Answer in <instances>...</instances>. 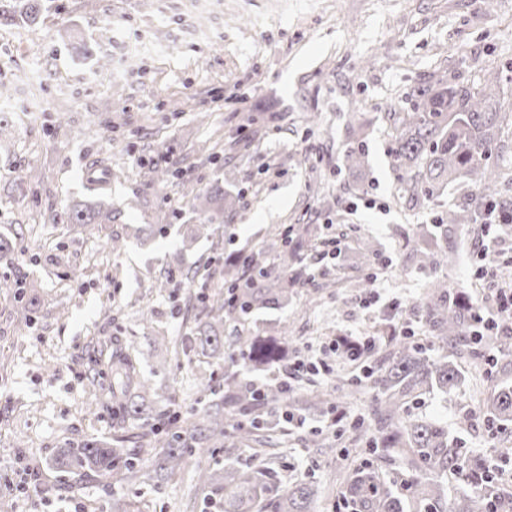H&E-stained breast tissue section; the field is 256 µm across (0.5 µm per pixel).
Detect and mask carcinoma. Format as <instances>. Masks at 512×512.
<instances>
[{"instance_id":"cac0c4a2","label":"carcinoma","mask_w":512,"mask_h":512,"mask_svg":"<svg viewBox=\"0 0 512 512\" xmlns=\"http://www.w3.org/2000/svg\"><path fill=\"white\" fill-rule=\"evenodd\" d=\"M46 0H0V20L8 17L25 23L35 22L45 10ZM504 90L499 73L486 71L479 84L457 78L418 85L407 93L403 112L387 113L393 131L391 166L405 195L415 204L428 201L448 184L470 182L477 187L475 205L485 204L499 192L502 178L497 165L490 163L493 149L501 141L504 128L512 125V104L504 107ZM194 195L207 223L193 226L199 236L209 224L224 214L234 200L219 191L200 192L184 186ZM110 218L109 212L73 208L64 213L68 224L86 226ZM473 221L468 208L450 209L443 216L440 252L425 256L424 263L437 268L448 265V257L457 250L451 225L464 226ZM296 241L284 249L277 268L259 265L249 280L243 279L235 261L224 264V279L229 282V297L218 298L204 306V319L197 323L191 346L221 363L224 319H234L254 308L278 306L288 299V285L300 280L290 271L299 260L298 250L311 247L305 239L307 228L295 229ZM426 320L436 333L442 353L425 355L405 340H394L392 348L371 367L367 383L381 400L373 412L379 426L382 451L398 456L415 473L407 483L413 488L408 500L395 495L379 468L363 462L352 470L344 484L347 504L354 512H491L489 498L480 490L459 500L445 501L444 481L459 476L475 484H493L486 460L469 456L458 443L448 440V429L406 410L409 402L433 387L448 390L458 382L456 358L474 356L475 339L467 335L470 310L466 303L451 297L447 283L434 279L424 305ZM287 327L266 335L245 334L236 337L244 367L262 373L288 363ZM112 381L103 389L95 408L122 424L133 418L140 422L134 447L107 439L92 438L56 451L58 471L82 482L101 479L104 487L162 479L177 474L195 453L226 445L270 448V439L262 434L267 422L255 415L258 400L271 407L288 406L294 418L311 409L330 406L328 393L311 389L292 396L281 385L268 386L257 396L253 385L241 383L237 373H224L222 394L201 411L184 415L177 411H158L146 404L148 382L140 376L129 347H117L110 356ZM493 422L512 421V386L504 385L486 403ZM201 491L224 492V512H313L319 498L317 482L306 477L296 479L288 490L278 487L275 471L262 465L229 466L212 473L199 470Z\"/></svg>"}]
</instances>
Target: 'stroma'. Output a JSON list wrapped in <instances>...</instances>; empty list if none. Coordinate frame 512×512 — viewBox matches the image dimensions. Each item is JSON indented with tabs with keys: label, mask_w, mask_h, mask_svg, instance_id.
<instances>
[{
	"label": "stroma",
	"mask_w": 512,
	"mask_h": 512,
	"mask_svg": "<svg viewBox=\"0 0 512 512\" xmlns=\"http://www.w3.org/2000/svg\"><path fill=\"white\" fill-rule=\"evenodd\" d=\"M487 69L512 95V0H48L38 24L1 25L0 233L23 247L0 259V479L40 492L0 490V512H105L111 494L139 512H216L196 491L195 471L264 461L281 487L304 475L317 481L316 512H347L335 475L355 460L351 436L327 413H306L298 428L273 410L274 447L194 454L180 476L151 490L71 484L54 453L89 436L134 433L93 408L100 387L90 359L112 337L133 342L154 407L188 412L212 400L198 378L212 374L219 386L224 371L189 343L199 294L223 286L234 253L277 266L291 224L311 225L317 239L301 282L284 305L225 322L224 358L237 360L238 334L287 325L291 361L318 367L293 389L327 390L374 439L377 393L337 392V378L362 372L332 343L375 336L382 351L385 337L408 330L419 349L439 354L422 312L425 284L443 276L449 293L473 306L497 283L479 273L469 225L456 230L447 266L412 258L414 232L472 206L477 190L451 184L423 206L404 198L387 114L411 87L452 74L471 82ZM357 145L365 162L351 169L344 153ZM152 164L169 171L166 185H148ZM100 179L111 220L62 223L65 208L94 205L88 188ZM186 181L221 186L237 201L194 239L187 230L200 218ZM145 224L159 234H139ZM333 236L342 242L335 259L321 245ZM114 237L125 243L117 253ZM19 288L36 297L32 312L17 303ZM475 350L477 359L457 363L458 385L426 392L410 412L447 426L471 454L512 453V423H491L483 407L495 387L512 383V367L494 337ZM318 430L332 452L314 447Z\"/></svg>",
	"instance_id": "obj_1"
}]
</instances>
